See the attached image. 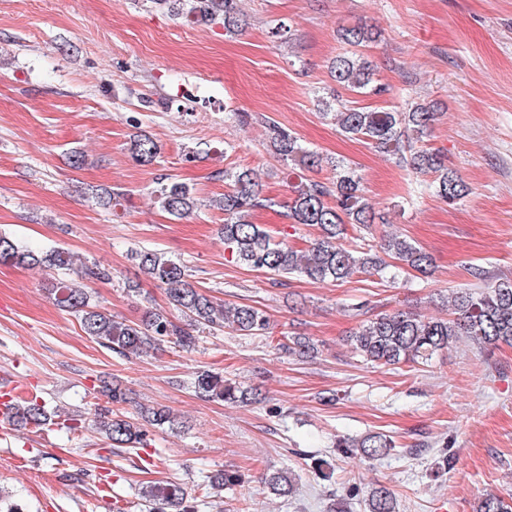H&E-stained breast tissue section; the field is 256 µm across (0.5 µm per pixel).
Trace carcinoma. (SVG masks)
<instances>
[{"mask_svg": "<svg viewBox=\"0 0 512 512\" xmlns=\"http://www.w3.org/2000/svg\"><path fill=\"white\" fill-rule=\"evenodd\" d=\"M238 2L153 0L156 7L173 16L186 14L201 22L221 23L229 33L238 32L247 24ZM379 37L377 29L366 25L343 28L340 39L351 50L331 62V80L355 93L383 94L385 88L375 83L374 68L361 53V48ZM321 106L322 116H334L342 132L408 165L441 200L455 202L470 193L469 187L448 169L441 151L424 144V138L438 117L433 103L414 101L401 111L383 107L367 110L338 105L332 95L322 98ZM268 130L269 148L278 160L294 161L307 169L327 164L333 171L329 182L305 180L290 186L288 219L293 224L315 226L320 235L305 250L273 240L252 221L251 214L256 208L266 203L272 205L274 201L260 198L259 184L252 170L229 168L224 170V195L215 200V205L224 211V248L236 262L278 277L297 275L318 282H343L356 273L380 275L388 267V257L421 273L431 269L432 257L407 239L397 234L374 237L373 225L383 223V217L365 197L361 177L355 169L303 147L291 131L274 123L268 124ZM131 150L140 162L147 164L152 163L158 153L156 143L147 134L135 136ZM161 207L178 220L190 216L196 209L193 189L182 182L169 183L162 188ZM349 224L363 231L357 250H348L341 244ZM133 259L143 275L166 287L170 304L188 318L190 325L217 328L229 323L235 330L254 336L268 330L269 321L262 311L248 305L231 308L217 303L193 287L187 281L186 266L166 253L140 249L134 251ZM0 263L28 265L53 273L49 292L56 305L78 315L87 336L128 358L140 356L154 342L165 338L185 351L196 346L197 336L161 314L149 316L143 325L126 324L91 305L85 285L54 277V273L69 271L73 265L72 256L62 250L34 252L0 235ZM450 307L451 317L446 319H425L412 312L397 311L364 320L351 335V345L365 361L382 366L426 363L461 341L480 349L500 344L512 346V279H498L481 292H454ZM282 348L300 358L314 352L309 339L301 336L289 338ZM194 388L204 397L221 399L228 404L257 400L250 390L209 371L196 376ZM16 414L17 422L24 425L59 424L74 432L85 427L83 419L57 408L49 409L46 401L37 395L16 405ZM144 416L147 422L162 429L182 428L173 412L165 407L148 408ZM94 425L116 447L147 445L145 430L123 415L97 413ZM336 448L346 455L359 452L368 459H375L391 451L394 441L384 434L368 433L360 438H342ZM243 482L242 475L231 470H220L210 476V487L217 492ZM266 487L278 497H289L295 492L292 478L285 471L268 474ZM139 496L149 506H160V512H194L193 502L177 483L143 486ZM365 505L367 512H398L396 496L385 486L371 488ZM0 512L28 510L0 487ZM477 512H512V493L485 495Z\"/></svg>", "mask_w": 512, "mask_h": 512, "instance_id": "1", "label": "carcinoma"}]
</instances>
